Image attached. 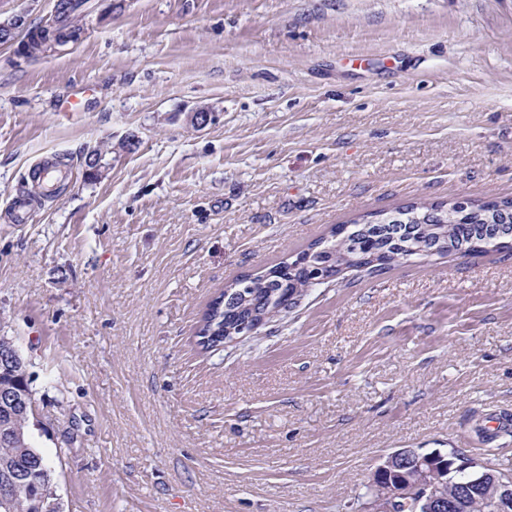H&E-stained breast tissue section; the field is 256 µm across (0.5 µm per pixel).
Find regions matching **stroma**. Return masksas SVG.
<instances>
[{
	"mask_svg": "<svg viewBox=\"0 0 512 512\" xmlns=\"http://www.w3.org/2000/svg\"><path fill=\"white\" fill-rule=\"evenodd\" d=\"M61 2L0 0L25 18L0 44V335L60 512H360L388 453L483 455L512 416V249L344 273L216 351L195 332L338 225L512 198V0H86L76 40L23 54ZM54 159L65 190L15 223Z\"/></svg>",
	"mask_w": 512,
	"mask_h": 512,
	"instance_id": "35a3bbf8",
	"label": "stroma"
}]
</instances>
